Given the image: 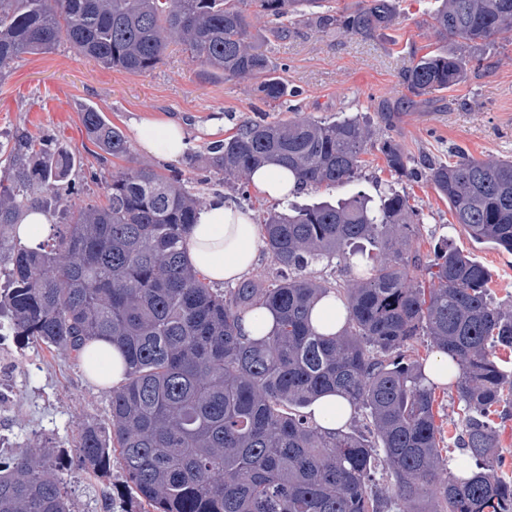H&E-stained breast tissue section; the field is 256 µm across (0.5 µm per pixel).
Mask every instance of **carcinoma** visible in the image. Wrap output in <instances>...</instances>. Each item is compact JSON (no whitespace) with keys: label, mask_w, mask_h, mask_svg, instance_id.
Listing matches in <instances>:
<instances>
[{"label":"carcinoma","mask_w":512,"mask_h":512,"mask_svg":"<svg viewBox=\"0 0 512 512\" xmlns=\"http://www.w3.org/2000/svg\"><path fill=\"white\" fill-rule=\"evenodd\" d=\"M318 0H0V73L26 54L65 40L108 69L151 71L178 42L207 72L252 79L263 98L292 95L251 31L247 8L271 17L285 39ZM396 0H367L308 17L326 29L370 37L388 27ZM431 27L448 45L421 56L402 82L414 97L444 91L479 66L481 48L512 35V0H437ZM99 156L130 154L122 130L92 106L81 111ZM369 130L358 116L250 121L206 153L187 158L224 176L285 165L303 183L353 181ZM28 162L0 179V317L16 336L60 354L107 338L124 354V383L109 391L112 423L78 432V470L99 474L113 455L140 512H512V480L499 461L498 407L509 401L512 311L494 303L491 275L443 243L427 262L432 287L414 286L420 259L398 240L418 233L408 197L356 194L332 204L286 207L262 224L283 270L336 260L365 272L347 288L302 277L244 281L224 294L186 263L182 243L199 200L175 176L137 166L112 174L105 203L71 212L53 243L35 248L1 231L16 227L27 194L57 196L75 157L26 138ZM389 171L414 169L397 143L380 148ZM455 223L476 242L512 253V160L467 155L430 166ZM368 242L367 251L358 246ZM333 292L347 311L336 334L311 311ZM276 317L272 335L240 331L252 308ZM430 339L458 368L460 445L478 472L448 471L435 386L413 342ZM333 391L362 412L363 427L320 431L304 409ZM52 446L0 452V512H74Z\"/></svg>","instance_id":"obj_1"}]
</instances>
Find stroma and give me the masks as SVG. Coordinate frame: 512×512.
Listing matches in <instances>:
<instances>
[{
  "label": "stroma",
  "instance_id": "obj_1",
  "mask_svg": "<svg viewBox=\"0 0 512 512\" xmlns=\"http://www.w3.org/2000/svg\"><path fill=\"white\" fill-rule=\"evenodd\" d=\"M433 8V0H397L393 24L370 38L300 22L288 40L267 41L272 65L296 92L284 104L262 100L253 81L211 78L178 44L170 45L159 64L144 74L104 68L65 41L52 52L24 55L0 75V177L17 162V137L23 134L53 142L76 157L69 190L49 209L53 224H60L72 205L104 202L105 181L128 162L178 175L200 202L224 195L261 222L277 209V201L251 186L227 184L184 159L148 155L132 141L129 160L97 161L81 122V106L102 112L131 140L142 120H178L189 131L196 154L214 142L207 128L217 121L229 136L244 122H273L292 113L318 121L355 115L370 131L356 178L332 188H306L292 196V203L337 201L357 193L375 199L391 189L406 193L419 213L420 231L403 243V251L423 259L436 242L449 241L490 270L494 302L510 308L512 254L474 242L455 224L447 201L426 177H397L380 151L384 140H394L419 170L455 161L461 152L512 159V39L496 40L483 51L480 67L448 90L413 99L403 86L402 71L440 45L428 26ZM436 398L446 455L455 461L463 405L450 384L439 386ZM88 421L110 426L109 395L87 379L80 359L51 355L44 346L1 328L0 449L36 448L49 441L61 456H73L78 429ZM64 478L75 512H130L119 461L97 475L71 470Z\"/></svg>",
  "mask_w": 512,
  "mask_h": 512
}]
</instances>
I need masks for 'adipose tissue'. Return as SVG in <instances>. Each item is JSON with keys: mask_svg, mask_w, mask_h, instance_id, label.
<instances>
[{"mask_svg": "<svg viewBox=\"0 0 512 512\" xmlns=\"http://www.w3.org/2000/svg\"><path fill=\"white\" fill-rule=\"evenodd\" d=\"M134 131L140 149L157 157H179L189 145L187 131L173 120H144ZM250 180L261 195L282 201L301 187L287 168L270 164L256 168ZM262 245L253 213L215 195L199 212L185 238L184 251L188 264L209 281L233 284L254 269ZM80 359L87 377L97 386L117 387L125 378L122 353L107 340L100 338L84 345ZM309 412L319 429L333 432L345 428L353 409L343 397L327 393L310 406Z\"/></svg>", "mask_w": 512, "mask_h": 512, "instance_id": "ef3b65f1", "label": "adipose tissue"}]
</instances>
